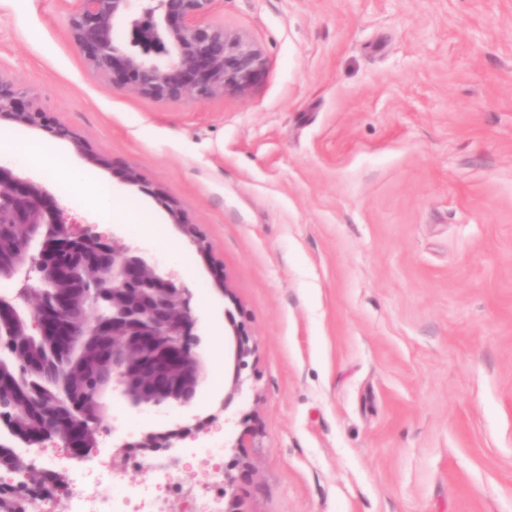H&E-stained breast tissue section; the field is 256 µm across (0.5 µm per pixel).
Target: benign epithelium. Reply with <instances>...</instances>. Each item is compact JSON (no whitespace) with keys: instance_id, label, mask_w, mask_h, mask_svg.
Segmentation results:
<instances>
[{"instance_id":"obj_1","label":"benign epithelium","mask_w":512,"mask_h":512,"mask_svg":"<svg viewBox=\"0 0 512 512\" xmlns=\"http://www.w3.org/2000/svg\"><path fill=\"white\" fill-rule=\"evenodd\" d=\"M68 17L71 43L92 72L107 86L160 101L187 95H243L261 80L267 66L262 51L245 36L206 20L213 0H74ZM131 26L139 53L126 51L116 37L118 26ZM0 120L55 134L57 123L27 90L0 76ZM171 221L197 248L201 237L187 223L176 202L158 195ZM65 206L40 183L0 163V224L32 227L19 249L0 255V278L15 279V295L0 297L23 325L24 336L0 333V360L9 357L23 370L46 360L27 354L26 337L47 336L54 357L73 353L79 337H102L97 345L100 370L88 398L107 390L132 407L164 404L189 408L204 366L201 337L193 312V292L178 275L149 260L130 244L110 239L98 225L77 229ZM58 284L65 294L47 293ZM112 305V312L101 308ZM232 336L231 380L218 412L193 425L149 432L135 446L155 452L174 448L219 419L246 380L243 373L254 354L242 322L225 312ZM37 428L14 415L0 396V442L26 448L50 441L79 460L90 458L105 421L81 410L60 413L38 406ZM243 467L237 455L225 464L224 512H236L233 471Z\"/></svg>"}]
</instances>
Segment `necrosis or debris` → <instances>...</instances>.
Masks as SVG:
<instances>
[{"label": "necrosis or debris", "instance_id": "necrosis-or-debris-1", "mask_svg": "<svg viewBox=\"0 0 512 512\" xmlns=\"http://www.w3.org/2000/svg\"><path fill=\"white\" fill-rule=\"evenodd\" d=\"M192 456L202 473L194 486L175 478L181 461L175 448L150 454L134 448L111 449L87 468H68L55 456L40 455L38 470L60 481L63 489L60 505L46 503L44 512H168L173 498L185 504V512H224V467L218 449L197 448ZM130 469L145 471L146 482H124Z\"/></svg>", "mask_w": 512, "mask_h": 512}]
</instances>
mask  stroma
<instances>
[{"mask_svg": "<svg viewBox=\"0 0 512 512\" xmlns=\"http://www.w3.org/2000/svg\"><path fill=\"white\" fill-rule=\"evenodd\" d=\"M68 12L0 0V76L109 166L38 129L0 134L58 147L169 225L175 259L20 169L191 285L204 356L191 407L105 393L99 448L213 413L184 447L230 446L246 413L239 512H512V0H213L209 22L266 73L177 101L101 82ZM228 310L255 354L224 410ZM141 189L147 193L154 194L161 201L164 208L167 210L172 224H175L176 228L180 231L181 234L188 237L197 248L202 249L201 237L198 235L195 227L192 224L187 223L182 216L181 210L176 202L167 199L160 195L157 190L152 189L149 186L142 185Z\"/></svg>", "mask_w": 512, "mask_h": 512, "instance_id": "1", "label": "stroma"}]
</instances>
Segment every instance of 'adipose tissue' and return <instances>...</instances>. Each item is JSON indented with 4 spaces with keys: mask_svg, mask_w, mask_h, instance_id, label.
I'll use <instances>...</instances> for the list:
<instances>
[{
    "mask_svg": "<svg viewBox=\"0 0 512 512\" xmlns=\"http://www.w3.org/2000/svg\"><path fill=\"white\" fill-rule=\"evenodd\" d=\"M9 155L47 174L63 167L61 155L52 147L23 138L0 136V156ZM70 188L85 195L109 222L134 226L139 236L154 240L163 246L169 255L177 250L170 241L166 225L157 223L154 215L133 202L114 204L110 190L100 184L94 176L83 169L68 170Z\"/></svg>",
    "mask_w": 512,
    "mask_h": 512,
    "instance_id": "adipose-tissue-1",
    "label": "adipose tissue"
}]
</instances>
